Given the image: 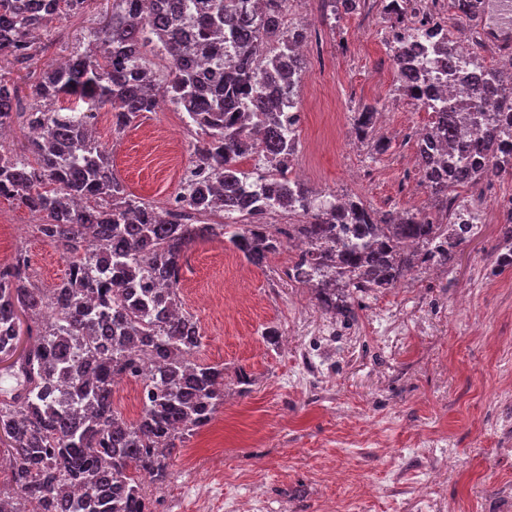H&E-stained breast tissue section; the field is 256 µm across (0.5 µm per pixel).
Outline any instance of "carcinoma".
<instances>
[{
    "mask_svg": "<svg viewBox=\"0 0 512 512\" xmlns=\"http://www.w3.org/2000/svg\"><path fill=\"white\" fill-rule=\"evenodd\" d=\"M112 0V17L95 35V48L62 64H49L32 86L29 111H13L17 88L0 75V129L22 121L42 129L18 155L0 143V198L41 217L39 236L67 259L65 277L50 289L35 285L29 258L19 250L0 267V360L14 359L17 389L0 393V446L13 459L0 481V512H154L145 481L162 485L172 454L207 426L224 405V367L196 360L197 320L182 308V260L196 240L222 238L261 266L284 245L305 246L285 271L288 281L312 291L317 304L344 322L357 319L358 294L394 288L417 268L453 260L469 224H439L420 212L377 213L359 198L344 208L318 202L306 184L287 177L299 148L294 119L285 109L301 70L284 25L288 0ZM86 0H0V55L29 67L40 51L32 32L83 10ZM437 47L458 59L454 34ZM169 60L158 77L144 53L149 45ZM399 89L427 94L421 72L404 66L391 47ZM203 61L215 69L202 72ZM475 69L478 100L500 96L498 115L512 120V73ZM162 94L202 131L192 144L200 173L184 179L176 198L195 211L188 224L167 205L133 194L112 172L111 152L95 140L92 109L109 107L118 133ZM86 105L57 108L62 98ZM378 108L367 105L353 120L355 137L372 140ZM462 112H440L441 133L456 145L454 182L464 187L512 170L509 130L488 126L456 142ZM483 154L490 167L471 168ZM256 157L279 178L261 185L239 160ZM423 182L440 211L453 196L437 166L448 153L419 150ZM304 218L274 234L262 223L274 212ZM512 266V217L502 225ZM141 381L147 400L134 422L113 407L115 384Z\"/></svg>",
    "mask_w": 512,
    "mask_h": 512,
    "instance_id": "cac0c4a2",
    "label": "carcinoma"
}]
</instances>
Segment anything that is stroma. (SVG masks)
I'll list each match as a JSON object with an SVG mask.
<instances>
[{
	"mask_svg": "<svg viewBox=\"0 0 512 512\" xmlns=\"http://www.w3.org/2000/svg\"><path fill=\"white\" fill-rule=\"evenodd\" d=\"M386 3L361 0L339 20L324 0L296 5L319 44L304 71L297 161L317 192L359 197L379 213L429 212L412 158L414 129L430 115L397 91ZM111 12L112 0H88L83 13L58 19L44 61L84 49ZM370 103L398 134L381 155L351 134L353 113ZM94 127L129 192L160 206L180 191L201 136L174 108L119 134L102 109ZM353 166L365 173L356 185L346 179ZM466 194L479 222L453 266L419 269L401 287L363 296L351 324L280 279L287 250L256 266L221 240L188 247L182 307L201 328L198 360L224 366L227 381L223 407L175 450L168 480L146 484L156 512H192V477L205 472L215 475L214 512H239L255 495L261 512H512V268L491 267L511 211L484 184ZM39 221L0 199V258L25 250L34 281L50 288L67 263L36 233ZM268 328L277 337L267 339ZM241 370L254 380L246 394L234 381ZM429 448L453 449L459 469L437 468ZM328 468L352 469L371 494L325 481Z\"/></svg>",
	"mask_w": 512,
	"mask_h": 512,
	"instance_id": "obj_1",
	"label": "stroma"
}]
</instances>
